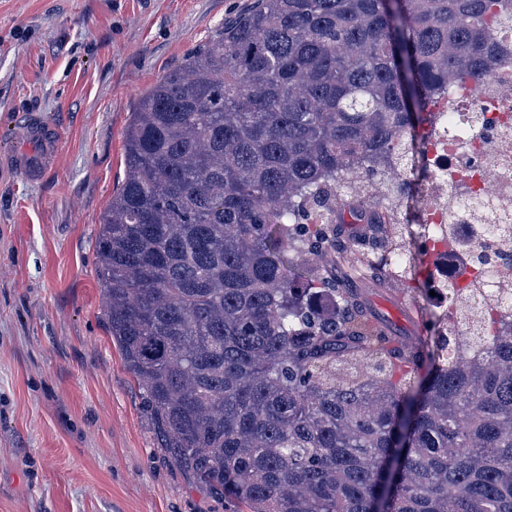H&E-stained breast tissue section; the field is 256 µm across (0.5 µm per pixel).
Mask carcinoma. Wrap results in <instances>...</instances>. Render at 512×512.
<instances>
[{
  "mask_svg": "<svg viewBox=\"0 0 512 512\" xmlns=\"http://www.w3.org/2000/svg\"><path fill=\"white\" fill-rule=\"evenodd\" d=\"M512 0H255L156 82L97 237L108 333L157 447L237 512H512V302L492 265L397 335L336 248V192L416 153L438 93L494 79ZM365 256L375 285L405 279Z\"/></svg>",
  "mask_w": 512,
  "mask_h": 512,
  "instance_id": "cac0c4a2",
  "label": "carcinoma"
}]
</instances>
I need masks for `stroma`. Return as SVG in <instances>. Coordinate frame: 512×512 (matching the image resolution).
Returning <instances> with one entry per match:
<instances>
[{"instance_id":"35a3bbf8","label":"stroma","mask_w":512,"mask_h":512,"mask_svg":"<svg viewBox=\"0 0 512 512\" xmlns=\"http://www.w3.org/2000/svg\"><path fill=\"white\" fill-rule=\"evenodd\" d=\"M252 2L0 0V512H233L157 448L106 331L96 240L141 96ZM432 268L368 297L400 335L412 305L435 312Z\"/></svg>"}]
</instances>
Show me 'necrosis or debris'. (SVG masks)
Segmentation results:
<instances>
[{
	"label": "necrosis or debris",
	"instance_id": "obj_1",
	"mask_svg": "<svg viewBox=\"0 0 512 512\" xmlns=\"http://www.w3.org/2000/svg\"><path fill=\"white\" fill-rule=\"evenodd\" d=\"M502 76L490 83L450 87L434 107L432 124L420 132L422 153L399 177L410 186L408 203L418 221L403 232L414 253L431 260L438 303L443 283L460 270V246L475 224H512V57L500 64ZM481 112L471 126L472 112ZM450 224L453 241L435 245L431 225Z\"/></svg>",
	"mask_w": 512,
	"mask_h": 512
}]
</instances>
